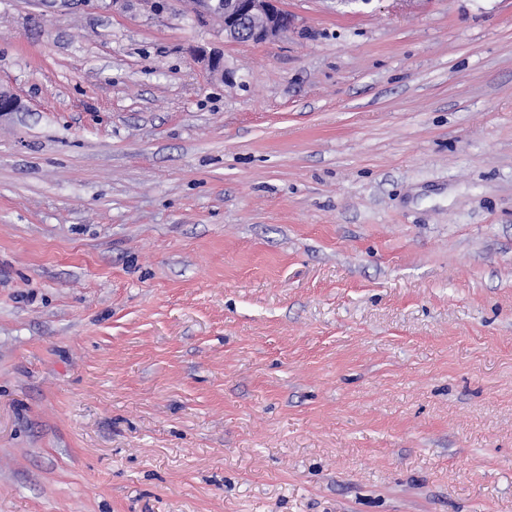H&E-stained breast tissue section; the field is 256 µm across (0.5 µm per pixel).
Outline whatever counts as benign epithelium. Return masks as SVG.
Listing matches in <instances>:
<instances>
[{
  "label": "benign epithelium",
  "mask_w": 512,
  "mask_h": 512,
  "mask_svg": "<svg viewBox=\"0 0 512 512\" xmlns=\"http://www.w3.org/2000/svg\"><path fill=\"white\" fill-rule=\"evenodd\" d=\"M205 14L223 25L224 37L237 42L262 43L293 26L292 16L279 0H196ZM21 100L0 92V116L22 112Z\"/></svg>",
  "instance_id": "obj_1"
}]
</instances>
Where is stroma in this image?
I'll return each mask as SVG.
<instances>
[{
  "label": "stroma",
  "mask_w": 512,
  "mask_h": 512,
  "mask_svg": "<svg viewBox=\"0 0 512 512\" xmlns=\"http://www.w3.org/2000/svg\"><path fill=\"white\" fill-rule=\"evenodd\" d=\"M280 6L0 0V512H512V0ZM193 1L206 15L220 20L224 37L232 41L262 43L293 26L292 16L279 6V0Z\"/></svg>",
  "instance_id": "1"
}]
</instances>
